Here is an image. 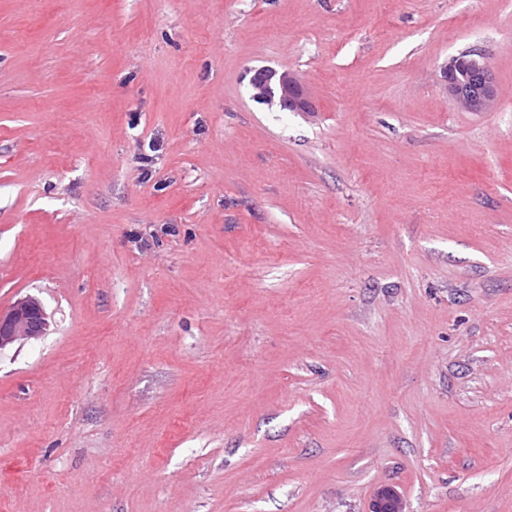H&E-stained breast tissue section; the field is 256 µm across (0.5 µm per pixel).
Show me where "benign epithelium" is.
I'll return each mask as SVG.
<instances>
[{
    "mask_svg": "<svg viewBox=\"0 0 512 512\" xmlns=\"http://www.w3.org/2000/svg\"><path fill=\"white\" fill-rule=\"evenodd\" d=\"M445 89L470 112H487L496 100L494 78L489 66L467 54L453 59L443 68ZM253 98L277 105L288 112H312L303 86L288 71L271 68L254 70L250 77ZM48 317L41 302L26 296L9 309L0 310V350L18 342L37 340L46 334ZM369 512H405L403 499L391 486L380 488Z\"/></svg>",
    "mask_w": 512,
    "mask_h": 512,
    "instance_id": "obj_1",
    "label": "benign epithelium"
}]
</instances>
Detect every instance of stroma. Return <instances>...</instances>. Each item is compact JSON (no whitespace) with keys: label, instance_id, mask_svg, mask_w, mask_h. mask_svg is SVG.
<instances>
[{"label":"stroma","instance_id":"35a3bbf8","mask_svg":"<svg viewBox=\"0 0 512 512\" xmlns=\"http://www.w3.org/2000/svg\"><path fill=\"white\" fill-rule=\"evenodd\" d=\"M26 295L6 512H512V0H0ZM445 89L470 112H488L496 100L494 78L482 60L463 55L443 68ZM253 98L268 105H278L288 112H310L313 107L303 86L288 71L271 68L254 70L250 77ZM369 512H405L403 499L393 487L384 486L375 494Z\"/></svg>","mask_w":512,"mask_h":512}]
</instances>
